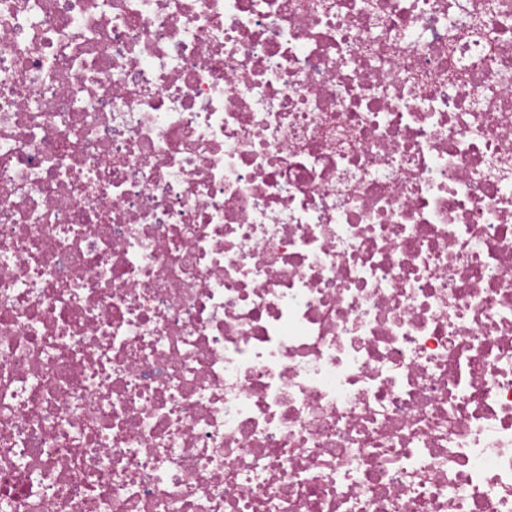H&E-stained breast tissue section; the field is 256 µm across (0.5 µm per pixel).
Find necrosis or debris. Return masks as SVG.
Listing matches in <instances>:
<instances>
[{
	"label": "necrosis or debris",
	"instance_id": "1",
	"mask_svg": "<svg viewBox=\"0 0 512 512\" xmlns=\"http://www.w3.org/2000/svg\"><path fill=\"white\" fill-rule=\"evenodd\" d=\"M0 512H512V0H0Z\"/></svg>",
	"mask_w": 512,
	"mask_h": 512
}]
</instances>
